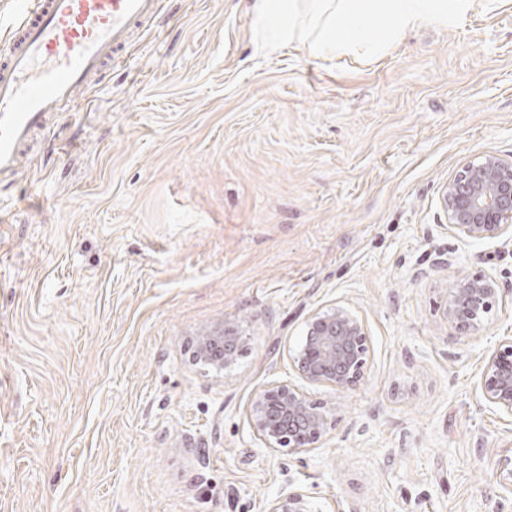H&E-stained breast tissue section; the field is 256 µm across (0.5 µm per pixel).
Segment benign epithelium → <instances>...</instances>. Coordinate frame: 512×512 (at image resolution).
Listing matches in <instances>:
<instances>
[{
    "label": "benign epithelium",
    "instance_id": "obj_1",
    "mask_svg": "<svg viewBox=\"0 0 512 512\" xmlns=\"http://www.w3.org/2000/svg\"><path fill=\"white\" fill-rule=\"evenodd\" d=\"M441 201L448 227L459 240H512V158L484 154L465 164L443 185ZM497 300L493 277L470 275L449 289L446 318L468 332L493 311ZM243 340L240 327L226 321L199 336L196 357L221 371L234 363ZM368 350L362 319L336 307L307 318L304 336L291 358L303 383L346 390L362 378ZM478 386L489 406L512 419V337L500 340L485 356ZM249 420L267 447L293 450L316 443L328 424L326 413L302 388L278 383L257 394ZM267 512L315 510L308 493L296 487L271 501Z\"/></svg>",
    "mask_w": 512,
    "mask_h": 512
}]
</instances>
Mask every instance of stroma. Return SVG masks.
Returning a JSON list of instances; mask_svg holds the SVG:
<instances>
[{
	"label": "stroma",
	"mask_w": 512,
	"mask_h": 512,
	"mask_svg": "<svg viewBox=\"0 0 512 512\" xmlns=\"http://www.w3.org/2000/svg\"><path fill=\"white\" fill-rule=\"evenodd\" d=\"M252 0H163L0 183V512H512V421L477 387L512 336V241L463 244L442 186L512 157V0H473L372 58L266 54ZM487 274L480 329L448 289ZM362 318V379L268 448L248 410L298 383L305 321ZM239 323L236 363L197 362ZM498 290L496 280L485 274L456 281L448 292L446 318L461 332L477 328L493 311ZM244 334L236 323L224 321L223 326H214L205 330L198 338L196 357L199 361L223 371L234 363L239 347L243 343ZM222 346L224 357L214 355V350ZM310 496L302 488H288L269 504L266 512H316Z\"/></svg>",
	"instance_id": "1"
}]
</instances>
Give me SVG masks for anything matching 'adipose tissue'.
<instances>
[{"label": "adipose tissue", "mask_w": 512, "mask_h": 512, "mask_svg": "<svg viewBox=\"0 0 512 512\" xmlns=\"http://www.w3.org/2000/svg\"><path fill=\"white\" fill-rule=\"evenodd\" d=\"M471 0H255L254 22L271 26L279 42H302L313 56L382 51L423 24L455 25ZM380 29L381 38L365 33Z\"/></svg>", "instance_id": "1"}]
</instances>
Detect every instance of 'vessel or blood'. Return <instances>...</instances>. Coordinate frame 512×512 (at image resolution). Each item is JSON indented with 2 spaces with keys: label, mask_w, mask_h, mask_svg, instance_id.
<instances>
[{
  "label": "vessel or blood",
  "mask_w": 512,
  "mask_h": 512,
  "mask_svg": "<svg viewBox=\"0 0 512 512\" xmlns=\"http://www.w3.org/2000/svg\"><path fill=\"white\" fill-rule=\"evenodd\" d=\"M161 0H30L0 55V180H10L62 112L120 59Z\"/></svg>",
  "instance_id": "vessel-or-blood-1"
}]
</instances>
